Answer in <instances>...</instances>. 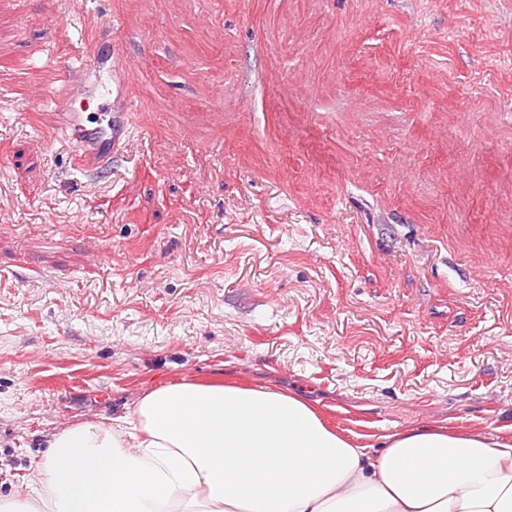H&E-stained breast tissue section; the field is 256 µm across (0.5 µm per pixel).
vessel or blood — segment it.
<instances>
[{
	"mask_svg": "<svg viewBox=\"0 0 512 512\" xmlns=\"http://www.w3.org/2000/svg\"><path fill=\"white\" fill-rule=\"evenodd\" d=\"M84 35L89 45L86 53L51 57L47 63L64 86L63 94L52 100V137L67 142L74 150L78 169L88 172L111 164L134 141L138 96L129 76L131 63L120 42L113 40L111 27L91 23L86 25ZM79 96L104 101L109 110L106 124H90L74 106Z\"/></svg>",
	"mask_w": 512,
	"mask_h": 512,
	"instance_id": "obj_1",
	"label": "vessel or blood"
}]
</instances>
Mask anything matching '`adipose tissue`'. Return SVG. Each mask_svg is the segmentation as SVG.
<instances>
[{
	"instance_id": "obj_1",
	"label": "adipose tissue",
	"mask_w": 512,
	"mask_h": 512,
	"mask_svg": "<svg viewBox=\"0 0 512 512\" xmlns=\"http://www.w3.org/2000/svg\"><path fill=\"white\" fill-rule=\"evenodd\" d=\"M0 512H512V438L418 428L358 446L294 393L183 380L48 434Z\"/></svg>"
}]
</instances>
